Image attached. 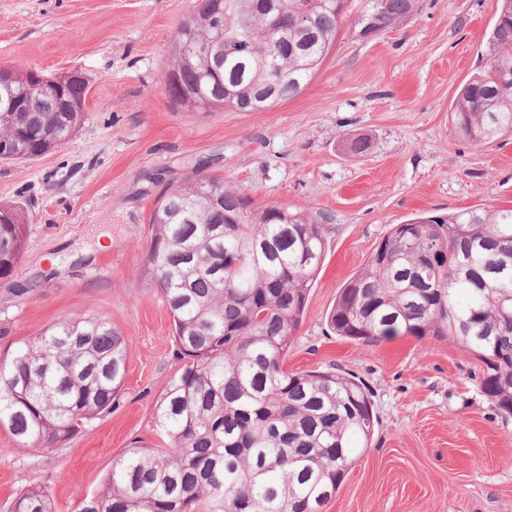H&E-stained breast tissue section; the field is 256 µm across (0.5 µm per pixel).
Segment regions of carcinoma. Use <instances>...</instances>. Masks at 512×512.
Instances as JSON below:
<instances>
[{
	"label": "carcinoma",
	"mask_w": 512,
	"mask_h": 512,
	"mask_svg": "<svg viewBox=\"0 0 512 512\" xmlns=\"http://www.w3.org/2000/svg\"><path fill=\"white\" fill-rule=\"evenodd\" d=\"M202 0L179 28L167 67L173 89L199 111L254 112L297 97L353 12L352 0ZM418 0H363L354 26L376 34ZM224 21V62L208 48ZM485 70L459 91L451 119L473 145L512 134V0H500ZM83 78L40 90L0 88V140L11 160H33L69 140L86 119ZM142 257L145 286L161 292L174 341L188 361L162 394L161 448H130L79 512H320L369 448V391L340 369L286 368L326 250L319 215L253 205L199 165L158 194ZM27 224L0 207V278L26 248ZM347 340L399 336L455 342L483 369L481 389L512 416V208L419 215L394 224L328 315ZM125 336L78 315L48 327L0 360V426L21 447L50 450L108 412L126 375ZM12 512H53L49 492L21 493Z\"/></svg>",
	"instance_id": "1"
}]
</instances>
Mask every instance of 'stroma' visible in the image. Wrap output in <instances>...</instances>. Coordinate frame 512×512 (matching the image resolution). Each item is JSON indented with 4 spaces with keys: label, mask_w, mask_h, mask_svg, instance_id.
<instances>
[{
    "label": "stroma",
    "mask_w": 512,
    "mask_h": 512,
    "mask_svg": "<svg viewBox=\"0 0 512 512\" xmlns=\"http://www.w3.org/2000/svg\"><path fill=\"white\" fill-rule=\"evenodd\" d=\"M199 4L0 0V66L88 83L86 120L68 142L0 162V207L27 221L23 256L0 279V357L80 314L111 323L127 347L118 401L61 447L24 449L0 427V512L35 486L54 512H77L121 453L163 447L156 405L185 362L141 257L160 186L199 161L255 206L321 216L326 253L287 367L349 372L376 417L370 448L323 512H512V417L483 395L479 362L434 336L348 341L326 319L392 225L512 207V135L473 146L451 121L485 64L498 0H419L406 22L368 40L343 24L303 92L262 112H192L164 94L172 39Z\"/></svg>",
    "instance_id": "obj_1"
}]
</instances>
